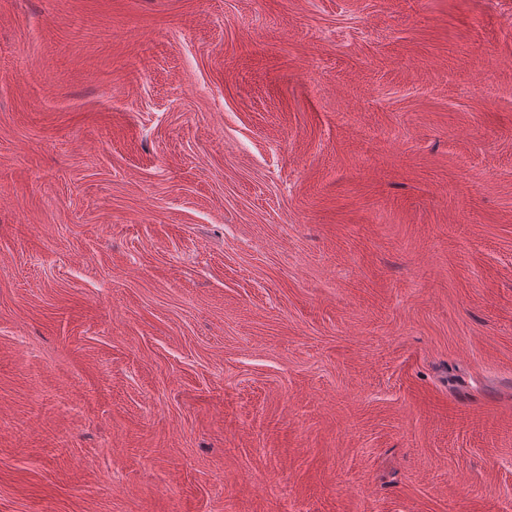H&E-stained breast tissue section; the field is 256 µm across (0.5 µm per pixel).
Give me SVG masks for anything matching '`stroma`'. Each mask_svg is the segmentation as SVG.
Returning a JSON list of instances; mask_svg holds the SVG:
<instances>
[{
    "instance_id": "obj_1",
    "label": "stroma",
    "mask_w": 512,
    "mask_h": 512,
    "mask_svg": "<svg viewBox=\"0 0 512 512\" xmlns=\"http://www.w3.org/2000/svg\"><path fill=\"white\" fill-rule=\"evenodd\" d=\"M0 512H512V0H0Z\"/></svg>"
}]
</instances>
